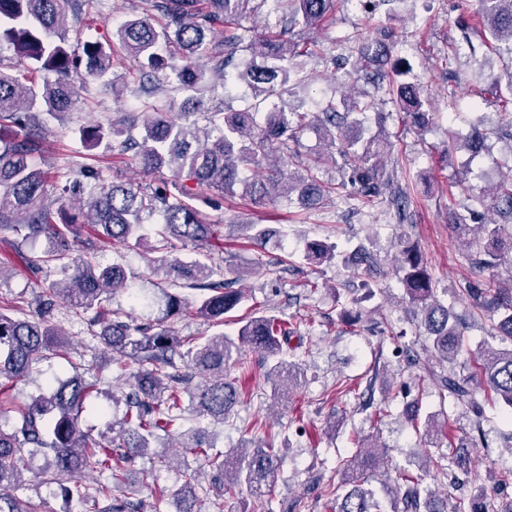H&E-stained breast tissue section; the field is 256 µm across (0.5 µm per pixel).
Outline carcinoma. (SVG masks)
I'll return each instance as SVG.
<instances>
[{
  "label": "carcinoma",
  "instance_id": "1",
  "mask_svg": "<svg viewBox=\"0 0 512 512\" xmlns=\"http://www.w3.org/2000/svg\"><path fill=\"white\" fill-rule=\"evenodd\" d=\"M291 15L302 27L319 24L336 10V0H143L145 13L125 21L117 29L120 49L137 59L147 82L156 74L182 62L178 81L185 90L204 83L211 92L228 93L237 81L250 88L254 104L247 112H227L198 105L178 121L168 118L172 101L161 100L153 111L138 118L127 113L104 126L95 124L80 130L88 149L105 141L118 146L116 156L136 151L144 169L168 170L181 182L177 193L156 188L146 192L131 184L105 183L103 167H89L80 177L69 178L46 165L43 156L47 119L57 118L77 100L74 74L105 71L112 65V50L92 40L80 43V52L71 49L66 8L77 12L82 0H0V45L8 44L16 63L11 69L0 66V231L8 230L22 242L45 238L49 249L38 256L20 254L28 267L41 272L59 268L63 280L53 281L32 300L15 296L0 300V403L12 385L26 379L51 346L64 348L67 340L53 323L61 303L75 311L99 345L101 358L119 359L128 368V387L112 402L124 404L122 417L112 422V437L103 443L80 423L87 396L96 388L76 373L57 379L48 390L30 397L7 427L0 425V512H42L20 497L25 474L33 469L36 455L44 458L42 473L58 479L64 475L92 470L96 483H77L69 492L91 500L97 512H154L156 506L115 495L126 478V469L136 456L148 454L153 438L163 432L182 440L181 447L208 456L214 473L216 495L235 497L242 488L254 495L265 493L277 477L280 457L266 442L257 440L237 450L232 460L221 453L208 455L199 427L186 416L191 406L199 416L222 421L239 403L240 394L224 371L233 354L245 346L265 353L272 360L267 380L274 394L297 381L298 366L288 360L284 344L291 330L256 306L242 317L233 313L247 301L241 288L233 287L239 270L214 261L202 253L221 239L220 225L207 223L193 205L204 190L219 196L236 195L255 203L275 202L284 196L296 197L298 204H316L338 189L317 176L321 163L317 156L304 171L283 170L280 162L298 156L302 113L287 111L286 98L295 86L304 83L296 59L307 52L302 36L283 30L264 33L242 44L237 33L240 18L249 5L267 2ZM481 21L487 45L503 47L512 54V0H480ZM224 24L216 35L214 24ZM57 75L40 86L25 83L30 72ZM506 93L501 96V117L512 125V70L507 72ZM281 105L261 111L270 97ZM399 108L406 111L411 125L419 130L430 122L424 111L423 90L399 83L393 89ZM376 109L374 101L341 96L319 105L317 129L326 146L339 150L345 159L348 178L359 186V196L371 203L386 194L390 177L384 175L381 155L384 148L362 135L364 116ZM275 149L279 163L268 167L260 180L243 176L248 165L258 163ZM489 209L512 219V178L496 183L487 194ZM161 216L155 232L146 227L153 213ZM94 228L99 241L151 253H171L187 248L198 256L185 261L161 259L168 287L161 292L134 291V274L114 262L100 265L85 252L74 254L84 227ZM248 239L258 246L271 241L276 231L264 224H246ZM454 232L466 236L478 232L479 251L475 263L492 269L512 252V234L500 224L453 225ZM336 245L322 240L306 244L304 259L331 261ZM396 271L410 306L421 313L420 326L431 339V350L442 362L454 359L464 343L465 328L437 299L426 264L416 248L400 242ZM118 292L128 294L131 308L147 314L132 318L122 309L112 308ZM467 294L481 307L497 314L496 336L504 348L487 347L476 359L468 375L440 376L441 398L470 400L481 390L490 402H502L512 410V287L468 288ZM198 315L217 328L213 334L197 338L179 336L166 324L172 317ZM237 325L234 337L224 333L227 323ZM202 376L206 384L194 389L192 380ZM419 410L409 414L415 430H423L433 442L443 434L445 424L438 415L419 425ZM384 455L363 451L347 463L336 496V512H382L374 493L365 487L371 471L382 468ZM186 476L184 486L171 495L174 512H195L193 482ZM400 512H448V498L421 486V479L404 475ZM453 512H488L484 493L479 492L453 506Z\"/></svg>",
  "mask_w": 512,
  "mask_h": 512
}]
</instances>
